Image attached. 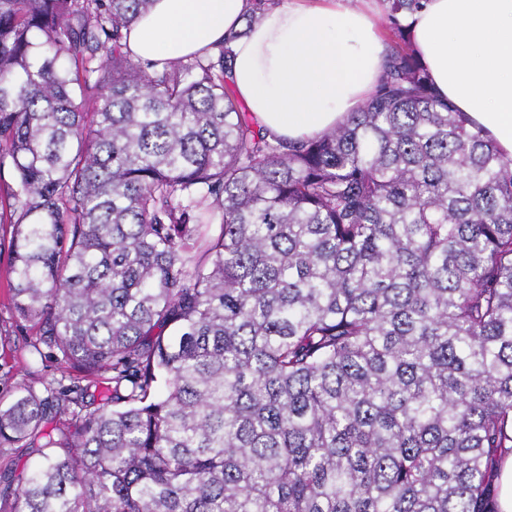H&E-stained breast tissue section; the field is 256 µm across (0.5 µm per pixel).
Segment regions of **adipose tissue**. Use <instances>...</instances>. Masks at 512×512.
I'll return each mask as SVG.
<instances>
[{
    "label": "adipose tissue",
    "mask_w": 512,
    "mask_h": 512,
    "mask_svg": "<svg viewBox=\"0 0 512 512\" xmlns=\"http://www.w3.org/2000/svg\"><path fill=\"white\" fill-rule=\"evenodd\" d=\"M154 0L131 24L132 60L163 64L231 38L230 80L256 121L298 141L358 111L386 57L376 20L349 0ZM438 92L512 156V0H427L410 16Z\"/></svg>",
    "instance_id": "1"
}]
</instances>
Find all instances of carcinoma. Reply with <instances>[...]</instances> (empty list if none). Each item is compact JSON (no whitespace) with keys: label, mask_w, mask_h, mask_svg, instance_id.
I'll return each instance as SVG.
<instances>
[{"label":"carcinoma","mask_w":512,"mask_h":512,"mask_svg":"<svg viewBox=\"0 0 512 512\" xmlns=\"http://www.w3.org/2000/svg\"><path fill=\"white\" fill-rule=\"evenodd\" d=\"M151 3L0 0L13 315L86 382L0 405L43 454L9 512H498L512 157L436 93L423 0H382L381 76L302 142L237 104L228 38L135 63Z\"/></svg>","instance_id":"obj_1"}]
</instances>
